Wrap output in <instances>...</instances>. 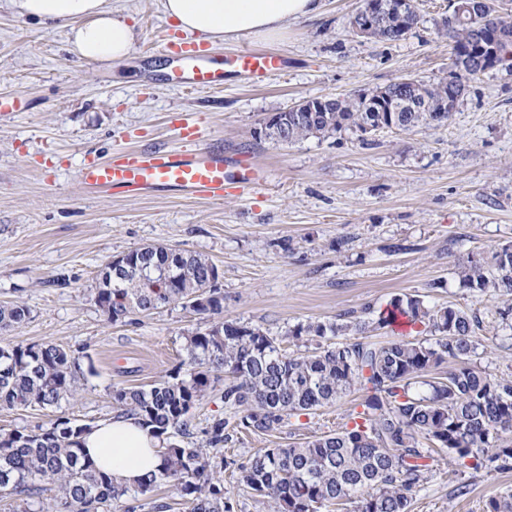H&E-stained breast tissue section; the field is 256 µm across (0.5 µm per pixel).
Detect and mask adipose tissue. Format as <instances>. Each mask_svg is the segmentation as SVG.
I'll list each match as a JSON object with an SVG mask.
<instances>
[{
  "mask_svg": "<svg viewBox=\"0 0 512 512\" xmlns=\"http://www.w3.org/2000/svg\"><path fill=\"white\" fill-rule=\"evenodd\" d=\"M21 17L69 27L71 50L82 61L117 65L134 44L136 32L109 0H9ZM165 17L180 29L218 43L246 35L258 39L284 36L290 22L315 16L320 0H161ZM82 445L97 468L115 482L132 487L156 473L161 443L131 416L98 422Z\"/></svg>",
  "mask_w": 512,
  "mask_h": 512,
  "instance_id": "ef3b65f1",
  "label": "adipose tissue"
}]
</instances>
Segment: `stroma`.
Listing matches in <instances>:
<instances>
[{"label": "stroma", "instance_id": "obj_1", "mask_svg": "<svg viewBox=\"0 0 512 512\" xmlns=\"http://www.w3.org/2000/svg\"><path fill=\"white\" fill-rule=\"evenodd\" d=\"M137 31L119 66L88 64L70 51L69 30L18 17L0 0V95L22 98V112H0V303L30 311L0 333L19 344L52 342L79 358V391L59 406L0 407V431H37L65 416L96 424L117 415L113 389L147 388L186 358L185 338L209 319L179 307L105 321L90 292L113 257L156 244L198 252L219 269L224 317L287 335L306 320L421 297L479 311L485 321L476 361L512 375V353L495 312L498 296L460 284L458 261L491 258L512 244V69L469 84L447 126L377 133L374 146L351 132L294 144L257 139L275 112L320 95L346 97L403 77L434 80L448 70L443 21L449 0H417L419 23L399 41L354 35L361 0H321L319 15L290 24L283 39L251 37L212 46L283 54L288 66L265 87L227 74L218 89L181 90L167 81L171 61L157 51L177 34L159 0H110ZM202 124L199 150L257 163L262 177L228 186L214 203L177 192L124 197L87 191L77 181L88 160L127 147L178 148L170 119ZM355 390L277 430L240 428L216 373L191 409L190 440L204 444L215 420L233 431L223 458L224 498L232 512H268L238 480L255 453L306 441L351 423L362 412ZM468 494L457 495L459 485ZM512 489V470L473 471L436 455L411 512H484L490 496Z\"/></svg>", "mask_w": 512, "mask_h": 512}]
</instances>
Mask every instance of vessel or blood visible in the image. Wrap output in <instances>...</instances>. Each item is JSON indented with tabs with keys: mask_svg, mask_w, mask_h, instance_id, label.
I'll use <instances>...</instances> for the list:
<instances>
[{
	"mask_svg": "<svg viewBox=\"0 0 512 512\" xmlns=\"http://www.w3.org/2000/svg\"><path fill=\"white\" fill-rule=\"evenodd\" d=\"M165 55L175 63L169 80L177 88L208 89L223 85L225 73L243 76L253 85L267 84L281 73L286 58L276 52L243 49L217 59L207 45L172 37L162 43ZM176 137L185 142L181 151L129 149L115 160H90L78 171L77 181L88 190L104 189L126 196L157 191H177L215 202L223 201L228 184L242 186L256 181L260 169L254 162L225 158L223 149L196 152L192 143L200 140L199 127L178 124Z\"/></svg>",
	"mask_w": 512,
	"mask_h": 512,
	"instance_id": "b4317fda",
	"label": "vessel or blood"
}]
</instances>
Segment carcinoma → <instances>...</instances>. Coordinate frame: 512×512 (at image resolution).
<instances>
[{
  "label": "carcinoma",
  "mask_w": 512,
  "mask_h": 512,
  "mask_svg": "<svg viewBox=\"0 0 512 512\" xmlns=\"http://www.w3.org/2000/svg\"><path fill=\"white\" fill-rule=\"evenodd\" d=\"M465 2L470 9L455 10L445 21L450 76L388 84L389 112L371 92L314 97L309 111L276 113L259 138L280 143L286 131L293 144L350 131L369 146L378 131L446 126L469 83L489 69L512 66V15L500 12L499 0ZM369 6L384 16L374 39L399 41L419 23L415 0H363L357 14ZM122 259L143 272L114 277L110 265L101 269L92 292L107 322L131 323L167 306L210 318L224 312L218 268L206 256L144 245ZM456 274L480 294L512 296V244L488 261L467 257ZM29 316L22 304H0V330L19 327ZM399 318L424 326L425 338L377 339V331ZM482 329L479 313L430 306L417 296L377 315L368 306L300 322L288 330V342L307 347L298 354L259 326L213 321L186 337L187 372L178 367L147 389L112 392L123 414L138 418L162 442L158 474L134 488L115 484L81 448L90 425L61 416L38 432L0 433V494L12 500L13 512H113L124 497L132 500L125 512H136L141 499L152 500L154 512H166L168 503L153 500L166 484L188 512H230L213 457L173 440L189 435L191 408L211 387L212 375L222 372L224 403L240 409L242 426L254 432L273 431L284 417L316 411L353 390L365 393L353 427L266 448L240 465L241 481L270 512H339L344 506L410 512L433 451L453 455L464 468L477 470L487 460L512 469V376L494 377L473 362ZM78 370V358L60 345L1 342L0 407H56L74 396ZM208 434L212 448L229 440L221 419ZM485 512H512V492L489 497Z\"/></svg>",
  "instance_id": "obj_1"
}]
</instances>
